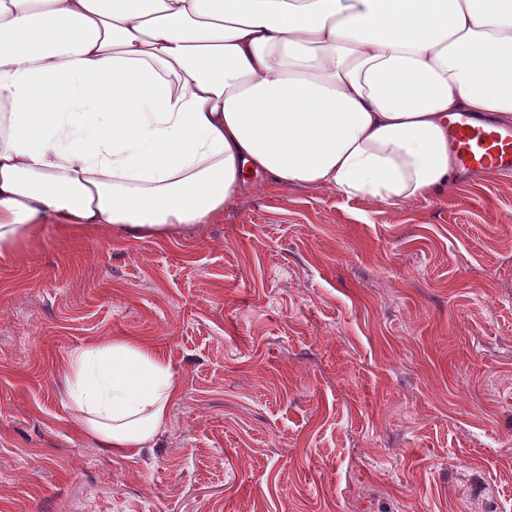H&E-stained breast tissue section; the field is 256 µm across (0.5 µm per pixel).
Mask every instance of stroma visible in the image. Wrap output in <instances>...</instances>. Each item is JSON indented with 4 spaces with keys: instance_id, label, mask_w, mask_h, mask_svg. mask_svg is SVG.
I'll return each instance as SVG.
<instances>
[{
    "instance_id": "1",
    "label": "stroma",
    "mask_w": 512,
    "mask_h": 512,
    "mask_svg": "<svg viewBox=\"0 0 512 512\" xmlns=\"http://www.w3.org/2000/svg\"><path fill=\"white\" fill-rule=\"evenodd\" d=\"M112 337L180 394L111 455L60 372ZM0 512H512V172L247 193L166 241L45 227L0 257Z\"/></svg>"
}]
</instances>
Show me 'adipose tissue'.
<instances>
[{
  "mask_svg": "<svg viewBox=\"0 0 512 512\" xmlns=\"http://www.w3.org/2000/svg\"><path fill=\"white\" fill-rule=\"evenodd\" d=\"M512 122V0H0V256L44 225L163 240L244 190H448V120ZM79 431L153 443L180 393L115 337L62 370Z\"/></svg>",
  "mask_w": 512,
  "mask_h": 512,
  "instance_id": "ef3b65f1",
  "label": "adipose tissue"
}]
</instances>
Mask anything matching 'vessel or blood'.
I'll return each instance as SVG.
<instances>
[{
  "label": "vessel or blood",
  "instance_id": "obj_1",
  "mask_svg": "<svg viewBox=\"0 0 512 512\" xmlns=\"http://www.w3.org/2000/svg\"><path fill=\"white\" fill-rule=\"evenodd\" d=\"M448 141L461 170L512 171V128L487 129L463 114L448 121Z\"/></svg>",
  "mask_w": 512,
  "mask_h": 512
}]
</instances>
